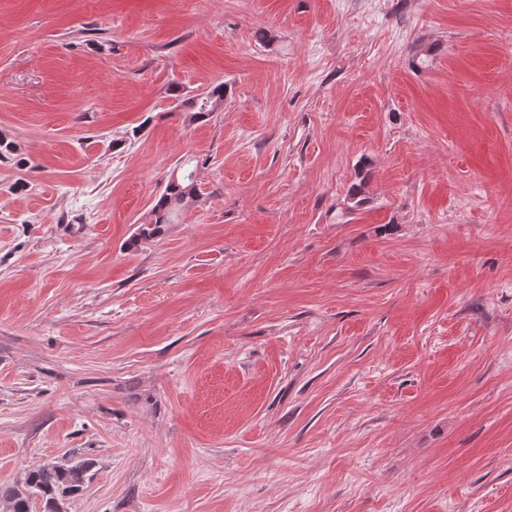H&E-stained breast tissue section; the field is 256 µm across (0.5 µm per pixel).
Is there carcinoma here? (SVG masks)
I'll return each mask as SVG.
<instances>
[{"mask_svg":"<svg viewBox=\"0 0 512 512\" xmlns=\"http://www.w3.org/2000/svg\"><path fill=\"white\" fill-rule=\"evenodd\" d=\"M223 102L224 84L211 86L198 100L190 101L192 120L205 118ZM196 193L193 173L189 172L180 179H171L152 206L148 221L139 226V232L131 244L136 245L143 239L154 237L162 225L171 223L174 208L192 202ZM92 466L93 462L89 460L73 461L65 458L27 470L19 484L0 485V512H30V499L33 495L41 497L43 512H65L66 501L81 495L85 490Z\"/></svg>","mask_w":512,"mask_h":512,"instance_id":"carcinoma-1","label":"carcinoma"}]
</instances>
